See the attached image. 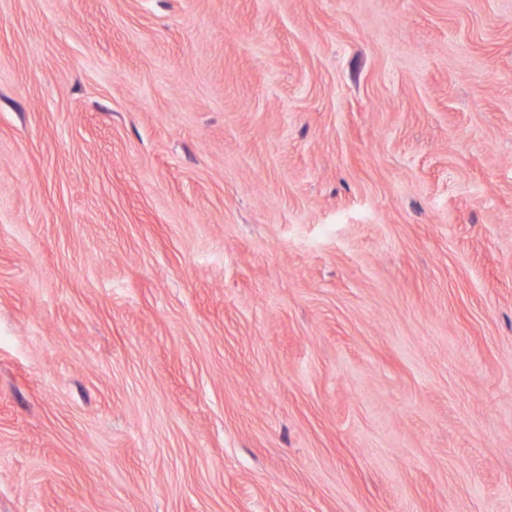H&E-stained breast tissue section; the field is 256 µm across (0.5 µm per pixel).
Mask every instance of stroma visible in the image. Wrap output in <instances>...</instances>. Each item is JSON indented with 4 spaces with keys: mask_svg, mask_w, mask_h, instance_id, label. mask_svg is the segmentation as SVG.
<instances>
[{
    "mask_svg": "<svg viewBox=\"0 0 512 512\" xmlns=\"http://www.w3.org/2000/svg\"><path fill=\"white\" fill-rule=\"evenodd\" d=\"M0 512H512V0H0Z\"/></svg>",
    "mask_w": 512,
    "mask_h": 512,
    "instance_id": "35a3bbf8",
    "label": "stroma"
}]
</instances>
